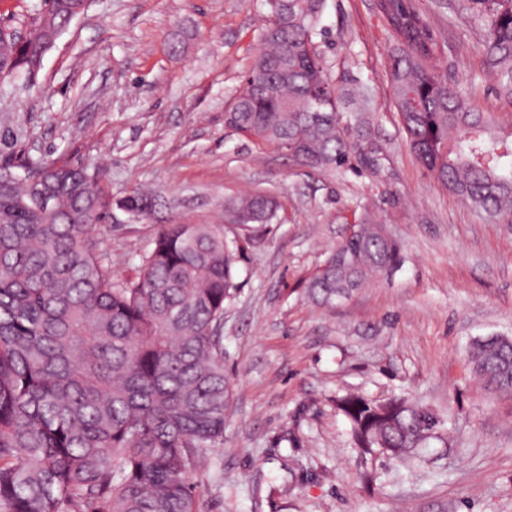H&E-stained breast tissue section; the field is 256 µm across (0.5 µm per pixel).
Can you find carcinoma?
Masks as SVG:
<instances>
[{"instance_id":"cac0c4a2","label":"carcinoma","mask_w":512,"mask_h":512,"mask_svg":"<svg viewBox=\"0 0 512 512\" xmlns=\"http://www.w3.org/2000/svg\"><path fill=\"white\" fill-rule=\"evenodd\" d=\"M326 0H265L261 49L224 122L244 140L288 151L318 171L377 174L370 88L329 75L317 37ZM486 34L487 70L512 100V0H467ZM80 0H38L25 28L0 17V74L33 78L49 37ZM389 42L386 76L402 130L433 184L490 224H512V131L448 83L447 60L411 0H376ZM167 208L136 190L114 198L98 176L47 155L0 159V512H199L193 473L224 441L232 396L224 372L225 304L238 290L243 239L206 219L164 220L132 276L118 279L92 230L122 204ZM254 192L224 201V220L278 221ZM403 262L397 240L364 216L307 279L320 306L360 291ZM484 388L512 393V338L467 352ZM364 454L412 461L443 419L403 396L336 398Z\"/></svg>"}]
</instances>
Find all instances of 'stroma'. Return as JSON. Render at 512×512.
I'll return each mask as SVG.
<instances>
[{
    "label": "stroma",
    "instance_id": "35a3bbf8",
    "mask_svg": "<svg viewBox=\"0 0 512 512\" xmlns=\"http://www.w3.org/2000/svg\"><path fill=\"white\" fill-rule=\"evenodd\" d=\"M375 0H326L321 48L333 76L373 93L381 175L319 172L224 125L261 41L264 0H91L32 83H0V131L17 147L99 172L118 198L140 187L247 243L224 309L233 397L224 443L193 475L201 512H512V395L486 393L467 362L485 336L512 337V229L481 222L411 153L385 65ZM448 53V79L483 112L512 122L485 74V32L462 0H412ZM262 191L279 221L224 223L225 199ZM386 225L404 261L329 307L303 286L363 210ZM153 224L109 219L93 236L116 276L134 274ZM398 393L446 414L449 443L419 464L355 448L337 396Z\"/></svg>",
    "mask_w": 512,
    "mask_h": 512
}]
</instances>
